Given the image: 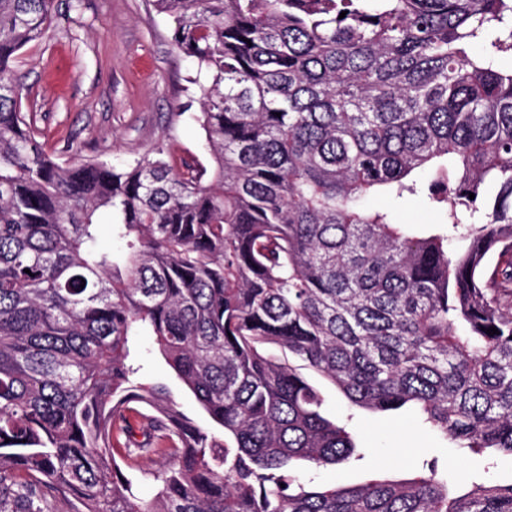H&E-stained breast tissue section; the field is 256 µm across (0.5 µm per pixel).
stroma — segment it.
I'll return each instance as SVG.
<instances>
[{
  "mask_svg": "<svg viewBox=\"0 0 512 512\" xmlns=\"http://www.w3.org/2000/svg\"><path fill=\"white\" fill-rule=\"evenodd\" d=\"M23 108L35 113L36 127L58 161L104 160L121 168L167 144L172 161L195 158L210 165L204 133L194 119L200 111L188 80L192 58L177 50L168 20L146 0H55L45 36L20 53ZM180 120H172V113ZM391 211L395 223L428 228L443 217L422 197L370 199ZM145 376L164 383L181 410L201 426L207 416L158 354L149 334L137 338ZM307 378L322 397V412L355 438L362 460L340 467H305L306 488L373 479H409L439 470H463L473 480L512 483V457L456 447L423 424L412 409L374 412L353 406L314 371Z\"/></svg>",
  "mask_w": 512,
  "mask_h": 512,
  "instance_id": "obj_1",
  "label": "stroma"
}]
</instances>
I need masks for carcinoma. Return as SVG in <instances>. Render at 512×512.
<instances>
[{"mask_svg":"<svg viewBox=\"0 0 512 512\" xmlns=\"http://www.w3.org/2000/svg\"><path fill=\"white\" fill-rule=\"evenodd\" d=\"M148 2L197 63L209 168L54 161L16 75L54 0H0V512H512L434 465L293 475L359 457L296 361L512 456V0ZM143 332L222 434L143 378ZM374 208H386L391 211L393 221L397 224L414 225L419 229L434 226L443 222V216L429 208L420 196H411L401 200H393L386 196H375L368 201ZM421 224V225H420Z\"/></svg>","mask_w":512,"mask_h":512,"instance_id":"1","label":"carcinoma"}]
</instances>
